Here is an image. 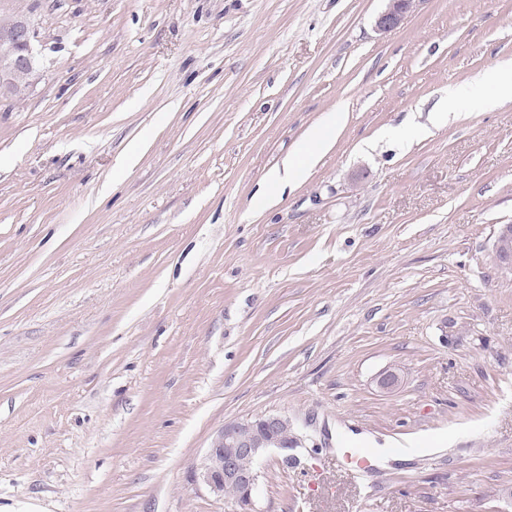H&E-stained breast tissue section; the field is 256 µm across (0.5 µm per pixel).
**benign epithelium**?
Masks as SVG:
<instances>
[{
  "label": "benign epithelium",
  "instance_id": "7a95c632",
  "mask_svg": "<svg viewBox=\"0 0 512 512\" xmlns=\"http://www.w3.org/2000/svg\"><path fill=\"white\" fill-rule=\"evenodd\" d=\"M384 10L376 19V27L388 31L398 27L411 12L416 0H384ZM37 33L25 19L0 24V97L11 98L18 82L31 90L38 60L34 52ZM499 266L512 268V226L499 227L493 243ZM402 382L401 371L391 367L380 374L381 388L392 390ZM291 419L282 414L263 415L249 420L229 421L218 431L200 460L198 478L218 498L229 486L239 488L249 503H236L239 512H250L253 494L259 480L258 464L269 452L276 450L282 460L292 457L291 451L303 444Z\"/></svg>",
  "mask_w": 512,
  "mask_h": 512
}]
</instances>
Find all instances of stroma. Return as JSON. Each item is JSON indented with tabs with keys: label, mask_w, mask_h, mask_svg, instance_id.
<instances>
[{
	"label": "stroma",
	"mask_w": 512,
	"mask_h": 512,
	"mask_svg": "<svg viewBox=\"0 0 512 512\" xmlns=\"http://www.w3.org/2000/svg\"><path fill=\"white\" fill-rule=\"evenodd\" d=\"M0 0L40 67L0 99V512H236L195 476L285 414L252 512H502L512 493V0ZM329 151L267 173L329 111ZM133 162H126L128 152ZM400 367L390 392L378 375ZM443 436L353 472L357 435ZM384 10L376 19V27L382 31H388L398 27L404 16L411 12L416 0H384ZM493 85L494 90L491 93L472 98L465 89L449 88L448 103L446 112H438L442 123H448L450 112L460 114V112L469 109L473 103L477 102L485 110H494L500 107L504 102L512 99V62L509 60L500 62L494 69L478 76L475 82L469 86ZM448 112V113H447ZM344 122V113L330 111L305 132L296 152L288 158L282 168L267 174L270 193L256 205L265 208L275 200V192L283 185L298 186L307 177L310 168L331 146V135L336 126ZM493 253L500 267L512 268V226L499 227L493 243Z\"/></svg>",
	"instance_id": "35a3bbf8"
}]
</instances>
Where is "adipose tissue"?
Here are the masks:
<instances>
[{"mask_svg": "<svg viewBox=\"0 0 512 512\" xmlns=\"http://www.w3.org/2000/svg\"><path fill=\"white\" fill-rule=\"evenodd\" d=\"M476 85L491 86V93L479 97H471L465 90L452 88L448 91V112L440 113V121H447L449 113H459L469 109L472 105H479L483 109L493 110L504 102L512 99V62H500L494 69L478 76ZM344 115L331 111L325 114L317 123L305 132L296 152L290 156L283 167L271 170L267 175V182L272 191L283 185L296 186L307 177L310 168L318 161L321 155L331 146V135L336 127L342 125Z\"/></svg>", "mask_w": 512, "mask_h": 512, "instance_id": "1", "label": "adipose tissue"}]
</instances>
